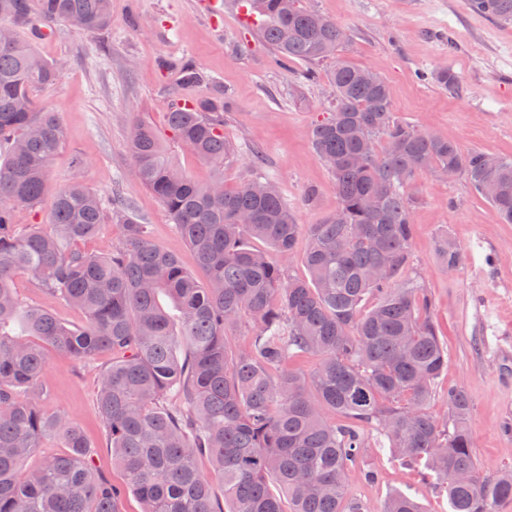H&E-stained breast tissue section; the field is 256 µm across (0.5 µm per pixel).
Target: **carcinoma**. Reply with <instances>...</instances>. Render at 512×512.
I'll list each match as a JSON object with an SVG mask.
<instances>
[{"mask_svg":"<svg viewBox=\"0 0 512 512\" xmlns=\"http://www.w3.org/2000/svg\"><path fill=\"white\" fill-rule=\"evenodd\" d=\"M110 2L0 0V28L9 29L0 37V512H117L126 490L143 512H363L347 499L346 479L368 451L365 426L379 434L377 447L447 493L449 512H495L512 500L511 469L480 472L466 393L448 394L453 430L429 412L448 352L424 286L408 273L414 197L406 191L425 171L462 175L511 224L512 156L464 152L398 120L389 84L338 59L329 73L333 110L310 129L336 186V211L298 224L265 177L224 189L232 151L222 100L186 99L168 112L173 141L214 167L206 183L181 171L158 130L136 119L128 149L138 178L193 251L201 281L123 205L78 182L49 184L65 134L35 93L56 82L59 67L20 29L34 19L48 27L76 19L82 32L103 30L112 24ZM243 2L282 66L328 59L346 38L301 0ZM469 3L512 22V0ZM165 65L182 86L205 80L190 59ZM44 204L51 230L17 228L16 209ZM108 217L122 228L112 255L74 247ZM301 234L303 278L287 264ZM19 270L84 323L23 303L13 288ZM161 294L179 309L176 328ZM245 317L254 320L252 336L232 351L228 334ZM17 318L25 338L6 331ZM51 349L79 360L112 351L97 406L124 484L93 471L92 445L77 423L44 410ZM306 354L319 357L308 373L291 364ZM172 391L181 404H167ZM51 438L65 451L22 471ZM202 455L222 481V502L197 466ZM382 512L423 509L395 491Z\"/></svg>","mask_w":512,"mask_h":512,"instance_id":"carcinoma-1","label":"carcinoma"}]
</instances>
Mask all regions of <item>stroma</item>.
<instances>
[{
	"mask_svg": "<svg viewBox=\"0 0 512 512\" xmlns=\"http://www.w3.org/2000/svg\"><path fill=\"white\" fill-rule=\"evenodd\" d=\"M208 2L112 0L108 30L82 33L60 22L52 37L34 42L44 58L63 66L59 81L36 93L65 130L50 167L51 186L77 179L101 197L120 194L154 240L191 271L196 263L190 247L136 175L127 147L132 118L163 132L172 103L221 91L224 137L235 150L224 166L225 188L237 189L258 174L267 177L300 224L317 223L336 208L331 174L309 138L311 127L332 108L333 61L279 66L267 44L240 28L232 0H222L219 16ZM303 4L346 29L338 58L386 79L399 120L444 134L467 151L512 156V23L474 10L468 0ZM170 56L191 59L209 83L177 85L161 65ZM440 67L458 76L456 88L443 89L433 80ZM312 189L317 197L310 204L305 196ZM412 191L418 202L412 210L410 270L429 293L448 350V365L433 385L432 409L452 421L446 397L457 388L466 392L478 466L494 474L512 467V436L504 431L512 422V224L502 223L461 176L427 172ZM446 241L460 254L453 269L442 257ZM13 285L22 300L54 311L66 323L81 322L79 311L42 292L30 273H17ZM111 360L108 351L84 361L49 352L43 406L83 429L94 446L96 472L118 483L122 474L112 465L97 409L101 369ZM368 468L377 472V482L365 481ZM396 490L418 499L426 512H448L446 495L423 483L417 467L394 461L389 449L374 450L349 473L347 497L367 512H382Z\"/></svg>",
	"mask_w": 512,
	"mask_h": 512,
	"instance_id": "stroma-1",
	"label": "stroma"
}]
</instances>
